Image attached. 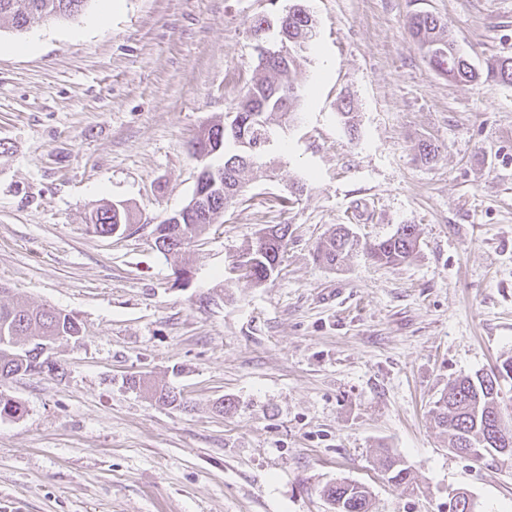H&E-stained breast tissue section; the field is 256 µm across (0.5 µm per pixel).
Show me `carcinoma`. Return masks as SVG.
<instances>
[{"label": "carcinoma", "mask_w": 512, "mask_h": 512, "mask_svg": "<svg viewBox=\"0 0 512 512\" xmlns=\"http://www.w3.org/2000/svg\"><path fill=\"white\" fill-rule=\"evenodd\" d=\"M89 0H0V18L11 19L14 28L24 30L46 18H70L82 11ZM292 31L280 37L287 47L278 50L288 59L274 60L261 66L264 74L255 78L237 104L236 117L241 119L232 134L218 125L211 126L213 135L211 162L200 174L195 194L199 195L202 217L181 219L172 224L163 219L155 226L156 248L176 267L182 266L183 254L198 245L209 226L237 203L241 192L240 174L255 163L272 141L274 126L291 118L297 94L292 92L293 75L302 53L312 41L315 23L312 16L294 17L288 22ZM408 28L429 64L457 82L477 83L482 79L512 84V57H501L477 70L462 55L441 58L436 43H449L446 24L437 16L417 12L409 16ZM136 214L125 206L108 204L91 211L86 224L93 232L109 236L127 230L136 223ZM263 243H253L232 265L242 270L241 277L260 286L269 280L282 262L291 235L289 224H269L262 229ZM353 247L346 224H336L316 247V260L330 267L340 265ZM416 225L403 224L394 234L366 244L368 256L381 265H400L416 253ZM82 334L80 324L70 315L51 307H35L17 300L0 306V383L17 375L52 371L55 364L40 358V339L69 340ZM512 379V360L507 359L489 372H477L448 381L435 401L433 419L440 433L448 438V447L473 448L475 457L485 452L502 462H512V418L505 417L499 407L500 381ZM21 405L5 391H0V417H14ZM385 472L396 484L406 482L410 469L398 457L385 453ZM324 498L340 503L339 512H370L371 493L363 485L339 480L324 486Z\"/></svg>", "instance_id": "obj_1"}]
</instances>
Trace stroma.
Here are the masks:
<instances>
[{
  "label": "stroma",
  "instance_id": "1",
  "mask_svg": "<svg viewBox=\"0 0 512 512\" xmlns=\"http://www.w3.org/2000/svg\"><path fill=\"white\" fill-rule=\"evenodd\" d=\"M288 4L121 0L101 28L90 0L23 32L0 20V304L48 305L83 330L56 344V371L5 385L24 412L0 417V512H329L321 490L339 479L368 487L372 512H448L458 491L512 512V465L453 452L431 413L449 380L512 358V84L449 80L406 26L439 16L483 70L512 56V0H304L316 36L296 119L188 249L189 285L155 246L195 190L191 142L228 121L260 46L279 43L250 20ZM424 140L441 148L430 164ZM112 203L140 223L91 233ZM280 223L279 272L228 282ZM335 224L360 245L329 267L314 253ZM403 224L419 230L414 258L373 263L365 243ZM386 451L409 484L388 482Z\"/></svg>",
  "mask_w": 512,
  "mask_h": 512
}]
</instances>
